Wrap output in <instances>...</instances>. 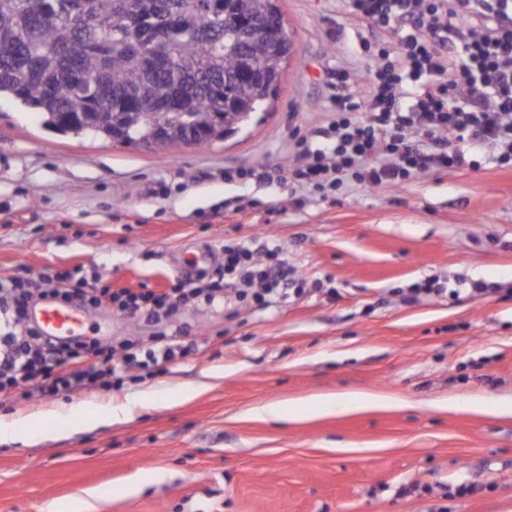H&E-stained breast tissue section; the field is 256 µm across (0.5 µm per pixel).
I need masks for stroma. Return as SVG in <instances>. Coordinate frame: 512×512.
<instances>
[{
	"label": "stroma",
	"instance_id": "obj_1",
	"mask_svg": "<svg viewBox=\"0 0 512 512\" xmlns=\"http://www.w3.org/2000/svg\"><path fill=\"white\" fill-rule=\"evenodd\" d=\"M273 2L294 44L277 92L208 146L61 133L0 95V279L20 262L34 277L81 264L115 289L161 290L216 276L234 243L279 253L300 282L265 306L191 300L172 321L86 311L101 344L178 329L193 349L109 393L0 396V421H35L30 444L0 443V512H512V416L465 407L512 404V166L352 180L335 200L296 188L291 145L320 147L336 68L364 83L373 62L354 30L326 37L343 0ZM236 197L256 202L239 222L224 216ZM317 394L386 405L317 408ZM132 397L142 408L109 426L72 433L59 416ZM267 403L289 419L256 417Z\"/></svg>",
	"mask_w": 512,
	"mask_h": 512
}]
</instances>
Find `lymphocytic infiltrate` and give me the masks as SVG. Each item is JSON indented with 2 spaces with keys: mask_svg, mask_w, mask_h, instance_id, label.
I'll return each instance as SVG.
<instances>
[{
  "mask_svg": "<svg viewBox=\"0 0 512 512\" xmlns=\"http://www.w3.org/2000/svg\"><path fill=\"white\" fill-rule=\"evenodd\" d=\"M350 26L373 50L371 90L355 97V73L337 69L334 115L319 149L300 147L290 170L299 186L329 194L348 180L372 187L413 175L477 168V153L491 149L512 162V0H347ZM26 265L0 280V304L11 317L0 329V393L21 387L44 397L78 389L122 386L131 364L151 370L186 356L171 335L138 352L95 340L66 344L39 335L28 323L30 304L48 299L79 307L110 302L137 319L175 317L191 296L205 292L265 305L288 294V264L262 261L253 251L225 246L224 271L208 282L169 291L113 292L89 282L81 269L66 276L45 270L35 288L24 285Z\"/></svg>",
  "mask_w": 512,
  "mask_h": 512,
  "instance_id": "obj_1",
  "label": "lymphocytic infiltrate"
}]
</instances>
